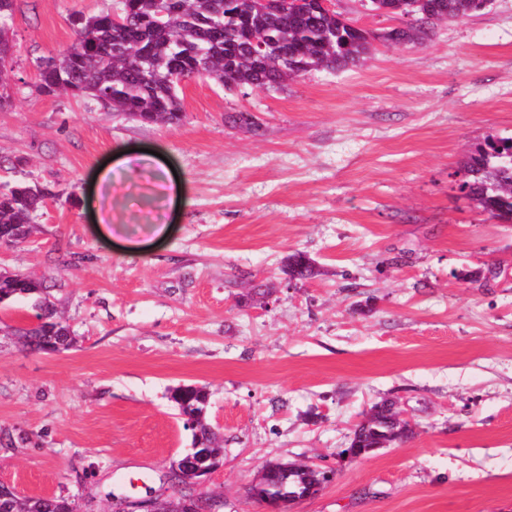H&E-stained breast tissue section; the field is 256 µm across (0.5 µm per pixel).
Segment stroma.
<instances>
[{"mask_svg": "<svg viewBox=\"0 0 512 512\" xmlns=\"http://www.w3.org/2000/svg\"><path fill=\"white\" fill-rule=\"evenodd\" d=\"M112 4L16 0L0 186L49 197L0 272L44 279L75 342L25 350L11 329L28 300L0 307V484L83 512H107L110 492L172 494L193 437L170 395L196 384L224 447L196 490L220 512H265L247 489L270 462L335 472L292 512H512V224L454 178L476 144L512 134V0L279 91L190 79L174 127L37 91L73 17ZM120 149L145 152L128 201L99 179ZM169 166L178 192L162 197ZM297 254L312 278H290ZM384 400L411 435L349 456Z\"/></svg>", "mask_w": 512, "mask_h": 512, "instance_id": "obj_1", "label": "stroma"}]
</instances>
